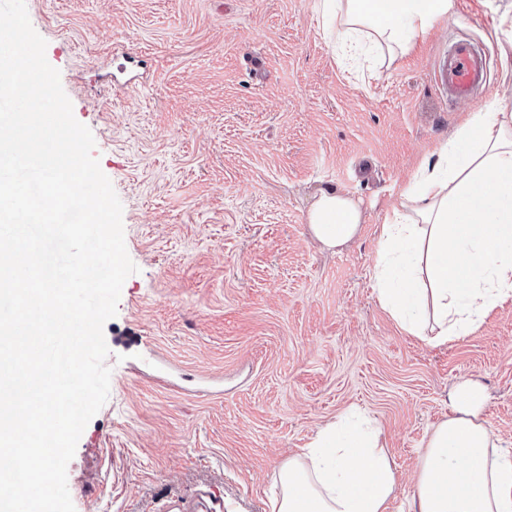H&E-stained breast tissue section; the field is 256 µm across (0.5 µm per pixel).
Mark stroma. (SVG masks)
<instances>
[{
  "label": "stroma",
  "mask_w": 512,
  "mask_h": 512,
  "mask_svg": "<svg viewBox=\"0 0 512 512\" xmlns=\"http://www.w3.org/2000/svg\"><path fill=\"white\" fill-rule=\"evenodd\" d=\"M75 118L123 205L137 274L104 326L110 395L67 468L75 512H269L280 467L357 409L406 512L431 428L480 385L512 450V300L431 345L380 304L373 268L398 189L473 113L512 100V0H454L406 53L332 49L315 0H29ZM478 40L491 80L449 102L434 70ZM360 202L336 250L307 215ZM308 224L313 236L326 249H336L353 240L363 224L357 202L336 187L322 188L314 198Z\"/></svg>",
  "instance_id": "35a3bbf8"
}]
</instances>
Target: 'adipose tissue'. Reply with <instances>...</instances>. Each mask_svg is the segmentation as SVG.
<instances>
[{
    "label": "adipose tissue",
    "instance_id": "1",
    "mask_svg": "<svg viewBox=\"0 0 512 512\" xmlns=\"http://www.w3.org/2000/svg\"><path fill=\"white\" fill-rule=\"evenodd\" d=\"M332 43L363 38L406 50L451 0H315ZM381 226L378 299L401 329L434 345L468 335L512 300V111L472 115L399 190ZM357 202L334 187L314 198L308 224L328 249L353 240ZM480 387L459 384L453 413L430 432L408 512H512V454L482 418ZM270 512H390L398 483L378 429L350 413L321 428L279 470Z\"/></svg>",
    "mask_w": 512,
    "mask_h": 512
}]
</instances>
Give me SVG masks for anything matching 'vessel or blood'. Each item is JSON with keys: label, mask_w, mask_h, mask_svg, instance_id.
Instances as JSON below:
<instances>
[{"label": "vessel or blood", "mask_w": 512, "mask_h": 512, "mask_svg": "<svg viewBox=\"0 0 512 512\" xmlns=\"http://www.w3.org/2000/svg\"><path fill=\"white\" fill-rule=\"evenodd\" d=\"M489 57L477 43L460 39L452 42L438 60L434 79L450 99L467 102L489 81Z\"/></svg>", "instance_id": "vessel-or-blood-1"}]
</instances>
